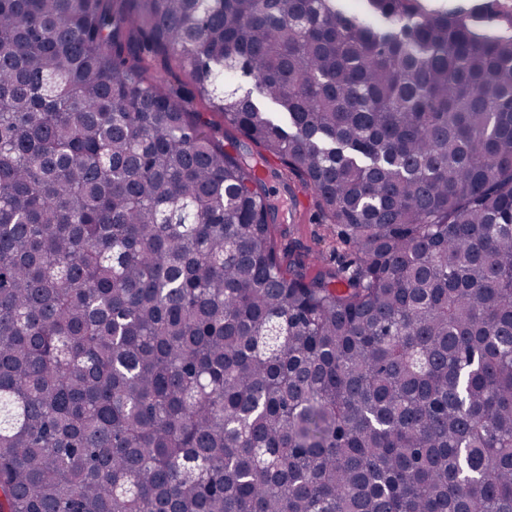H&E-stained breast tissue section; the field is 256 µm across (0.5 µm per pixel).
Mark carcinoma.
<instances>
[{
    "label": "carcinoma",
    "mask_w": 512,
    "mask_h": 512,
    "mask_svg": "<svg viewBox=\"0 0 512 512\" xmlns=\"http://www.w3.org/2000/svg\"><path fill=\"white\" fill-rule=\"evenodd\" d=\"M414 2L0 0V512H512V30ZM165 84L182 91L185 98V104L191 112H205L207 116L214 122H220L221 117L209 111L207 105L197 97H193L194 84L190 76L179 68H172L163 71ZM264 178L269 192L287 218L286 224H276V237L280 239L281 233L285 232L282 243H287L289 231L291 237L300 239L312 251L320 253L322 267L336 265V260L339 256H344L347 250L339 244L336 228L331 224H325L324 218L313 203L311 192L304 189L297 179H291V187L298 196L305 198L304 208L296 210L293 197L285 189L280 161L272 156H268Z\"/></svg>",
    "instance_id": "obj_1"
}]
</instances>
